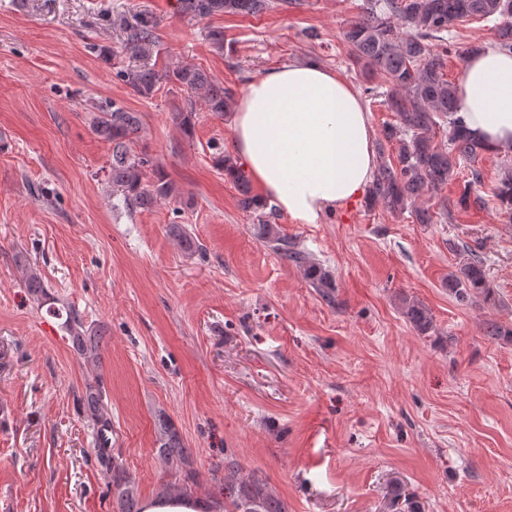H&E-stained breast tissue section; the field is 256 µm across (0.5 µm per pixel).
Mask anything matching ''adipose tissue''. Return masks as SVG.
Wrapping results in <instances>:
<instances>
[{
	"label": "adipose tissue",
	"instance_id": "obj_1",
	"mask_svg": "<svg viewBox=\"0 0 512 512\" xmlns=\"http://www.w3.org/2000/svg\"><path fill=\"white\" fill-rule=\"evenodd\" d=\"M457 103L468 131L512 152V54H470ZM233 147L263 197L297 224L361 197L377 169L374 133L355 86L315 59L253 78L228 115Z\"/></svg>",
	"mask_w": 512,
	"mask_h": 512
}]
</instances>
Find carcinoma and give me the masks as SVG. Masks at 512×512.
Wrapping results in <instances>:
<instances>
[{"label":"carcinoma","instance_id":"1","mask_svg":"<svg viewBox=\"0 0 512 512\" xmlns=\"http://www.w3.org/2000/svg\"><path fill=\"white\" fill-rule=\"evenodd\" d=\"M271 7L272 0H181L182 12L200 19L218 13L258 15ZM475 17L494 23L496 47L512 52V0H367L362 16L344 33L352 58L379 72L388 83L382 93L368 86L365 94L372 101L382 99V105L395 113V122L385 128L384 138L397 144L396 156L379 167L369 198L393 213L411 210L419 224H431L433 217L429 210L415 208L416 201L448 184L460 160H474L486 152L466 130L458 111L457 85L443 73V57L448 55L452 30ZM120 28L121 54L136 65L116 69V76L133 94L147 97L162 77L148 63L156 43V23L151 15L137 12L123 18ZM164 77L186 92L182 108L173 113V121L187 134L196 116V95L202 96L209 112L222 114L231 108L233 90L215 83L201 69L178 66ZM141 126L139 113L115 103L100 112L92 125L99 138L112 143V187L131 211L179 194L160 166L147 154L133 150ZM218 165L236 187L241 208L254 216L264 242L282 258L305 267L319 293L331 297V276L308 263L306 254L282 233L274 214L268 211V203L253 192L241 163L224 155ZM494 195L499 209L511 215L512 168L503 172ZM25 285L34 301H47V286L40 275L30 273ZM448 290L461 301L473 293L481 294L488 302L495 298L484 262L474 253L448 276ZM49 313L64 319L62 328L79 358L88 365L100 364V330L85 326L80 313L67 304L53 306ZM403 314L419 334L432 331L433 318L425 306L405 300ZM486 333L495 340L512 342V326L491 322ZM106 397L101 379L95 377L85 383L84 412L99 432L111 428L103 410ZM156 430L157 456L167 464L178 463L180 468L188 464L191 453L167 416L158 415ZM110 483L113 512H139L137 489L115 461ZM224 512H288V504L275 496L261 477L240 475L238 464L230 460L224 465Z\"/></svg>","mask_w":512,"mask_h":512}]
</instances>
